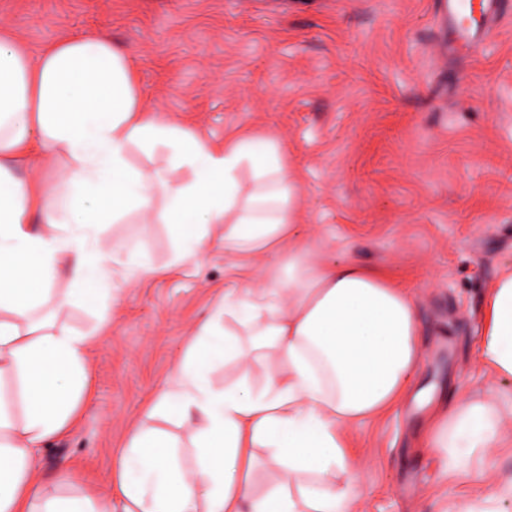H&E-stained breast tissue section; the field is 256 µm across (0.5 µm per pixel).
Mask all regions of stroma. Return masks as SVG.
I'll use <instances>...</instances> for the list:
<instances>
[{"label":"stroma","instance_id":"stroma-1","mask_svg":"<svg viewBox=\"0 0 512 512\" xmlns=\"http://www.w3.org/2000/svg\"><path fill=\"white\" fill-rule=\"evenodd\" d=\"M437 0H0V23L30 56L72 34L107 31L133 53L144 101L203 138L271 139L300 181L297 232L325 258L383 266L412 293L417 371L397 407L356 426L350 453L370 493L361 512H448L482 485L448 473L426 444L430 417L464 398L496 403L512 426V381L479 361L483 294L512 268V7L480 52H441ZM115 266L111 321L45 302L91 335L90 398L43 449L40 471L70 468L75 491L109 488L130 435L170 434L184 464L191 432L152 418L199 324L241 282L222 228L174 260L167 224H107Z\"/></svg>","mask_w":512,"mask_h":512}]
</instances>
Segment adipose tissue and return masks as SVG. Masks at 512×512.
Wrapping results in <instances>:
<instances>
[{"label": "adipose tissue", "instance_id": "obj_1", "mask_svg": "<svg viewBox=\"0 0 512 512\" xmlns=\"http://www.w3.org/2000/svg\"><path fill=\"white\" fill-rule=\"evenodd\" d=\"M166 150L168 166L134 165L132 151ZM65 159L69 195L12 175ZM256 181L241 193V173ZM297 181L278 148L253 136L212 146L192 129L144 104L131 55L108 33L69 36L37 57L0 41V512H112L111 498L62 494L70 469L45 480L37 452L73 425L89 397L91 336L36 318L67 271L92 284L101 304L112 294L119 256L97 245L108 223L169 224L177 260L205 250L209 228L224 227L231 268L250 273L267 259L264 287L224 303L198 327L178 381L151 415L189 423L194 466L185 470L168 435H134L119 463L125 512H357L368 494L346 451L349 431L395 407L421 356L413 296L384 269L325 259L296 236ZM66 235H59V228ZM482 360L512 379V269L484 296ZM225 360L275 358L267 385L240 380L221 389L206 379L209 353ZM429 448L451 473L505 443L498 408L480 398L449 406L427 429ZM264 456H256V449ZM273 473L257 490L256 467Z\"/></svg>", "mask_w": 512, "mask_h": 512}]
</instances>
